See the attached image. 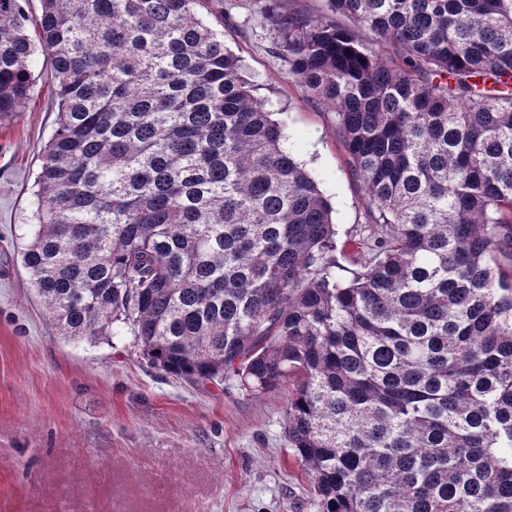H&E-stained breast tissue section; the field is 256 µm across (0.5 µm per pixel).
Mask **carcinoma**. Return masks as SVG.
I'll list each match as a JSON object with an SVG mask.
<instances>
[{
    "mask_svg": "<svg viewBox=\"0 0 512 512\" xmlns=\"http://www.w3.org/2000/svg\"><path fill=\"white\" fill-rule=\"evenodd\" d=\"M204 1L41 0L33 21L0 0V124L39 53L58 99L37 297L63 335L121 324L177 378L293 381L317 512H512V0H268L364 193L356 271Z\"/></svg>",
    "mask_w": 512,
    "mask_h": 512,
    "instance_id": "1",
    "label": "carcinoma"
}]
</instances>
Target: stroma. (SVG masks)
Wrapping results in <instances>:
<instances>
[{"mask_svg": "<svg viewBox=\"0 0 512 512\" xmlns=\"http://www.w3.org/2000/svg\"><path fill=\"white\" fill-rule=\"evenodd\" d=\"M264 5L224 0L197 11L284 125V149L332 207L335 256L355 268L366 254L346 242L364 227V200L336 114L273 54ZM33 72L32 102L0 124V512H316L284 433L288 386L250 395L191 384L151 365L125 329L91 341L50 322L22 263L57 117L44 56Z\"/></svg>", "mask_w": 512, "mask_h": 512, "instance_id": "1", "label": "stroma"}]
</instances>
